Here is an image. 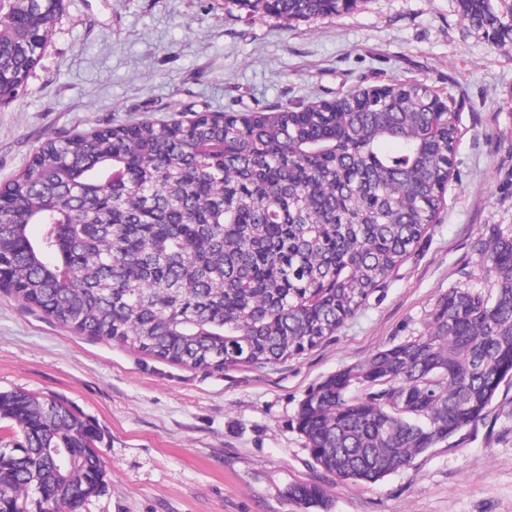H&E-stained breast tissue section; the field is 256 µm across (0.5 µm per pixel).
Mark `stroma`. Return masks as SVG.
<instances>
[{"label": "stroma", "mask_w": 512, "mask_h": 512, "mask_svg": "<svg viewBox=\"0 0 512 512\" xmlns=\"http://www.w3.org/2000/svg\"><path fill=\"white\" fill-rule=\"evenodd\" d=\"M395 78L447 90L459 114L446 205L320 346L208 373L75 335L0 288V390L62 400L101 431L105 488L83 512H512V380L483 419L374 484L322 469L296 422L312 387L423 334L449 289L494 286L474 245L512 233V48L464 23L459 0H363L298 22L232 0H63L24 91L0 105V185L51 137L306 105ZM300 483L324 504L290 500Z\"/></svg>", "instance_id": "obj_1"}]
</instances>
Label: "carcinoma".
Returning <instances> with one entry per match:
<instances>
[{
	"label": "carcinoma",
	"mask_w": 512,
	"mask_h": 512,
	"mask_svg": "<svg viewBox=\"0 0 512 512\" xmlns=\"http://www.w3.org/2000/svg\"><path fill=\"white\" fill-rule=\"evenodd\" d=\"M62 0H0L12 96L44 53ZM256 2L287 19L362 0ZM460 0L512 45V0ZM458 113L418 80L219 119H142L51 137L0 188V277L22 304L89 338L201 371L264 367L336 334L426 236L445 205ZM42 228L40 236L30 226ZM495 288H453L427 334L311 389L297 425L313 459L375 483L481 420L512 376V234L475 245ZM388 379V385L374 382ZM0 512L32 494L69 512L102 489L101 432L69 405L0 391ZM56 448L71 449L63 462ZM304 505L314 485L288 489Z\"/></svg>",
	"instance_id": "obj_1"
}]
</instances>
